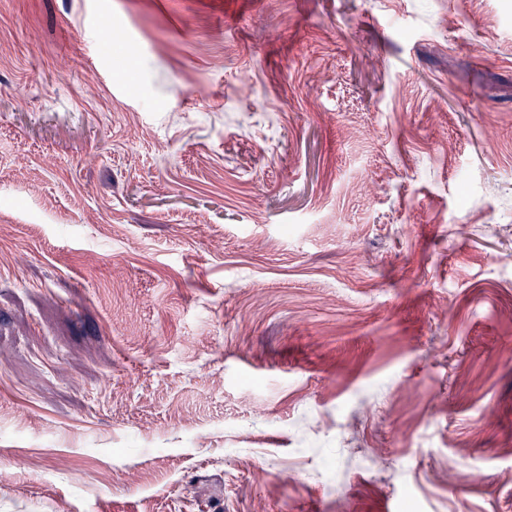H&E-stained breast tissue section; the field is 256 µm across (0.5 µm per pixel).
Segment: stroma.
I'll use <instances>...</instances> for the list:
<instances>
[{"mask_svg": "<svg viewBox=\"0 0 512 512\" xmlns=\"http://www.w3.org/2000/svg\"><path fill=\"white\" fill-rule=\"evenodd\" d=\"M0 512H512V0H0Z\"/></svg>", "mask_w": 512, "mask_h": 512, "instance_id": "1", "label": "stroma"}]
</instances>
